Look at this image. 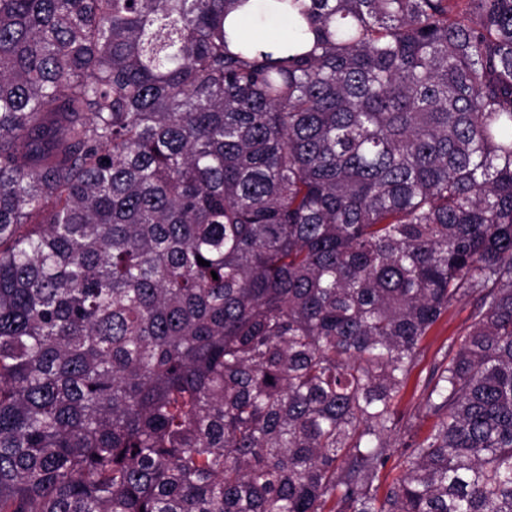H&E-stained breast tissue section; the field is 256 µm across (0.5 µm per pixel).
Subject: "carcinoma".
<instances>
[{
  "instance_id": "1",
  "label": "carcinoma",
  "mask_w": 512,
  "mask_h": 512,
  "mask_svg": "<svg viewBox=\"0 0 512 512\" xmlns=\"http://www.w3.org/2000/svg\"><path fill=\"white\" fill-rule=\"evenodd\" d=\"M247 2L0 0V512H512V0ZM245 10L229 15L228 26L243 38L257 43L256 46L265 51H276L288 41L292 29L288 18L270 13L267 0H250ZM472 308V301L469 299L456 302L426 336L423 341L425 357L411 376L402 402L399 405L401 411H413L417 405L422 403L421 394L428 379L429 365L432 357L441 348L442 351L446 349L460 331L469 324Z\"/></svg>"
}]
</instances>
